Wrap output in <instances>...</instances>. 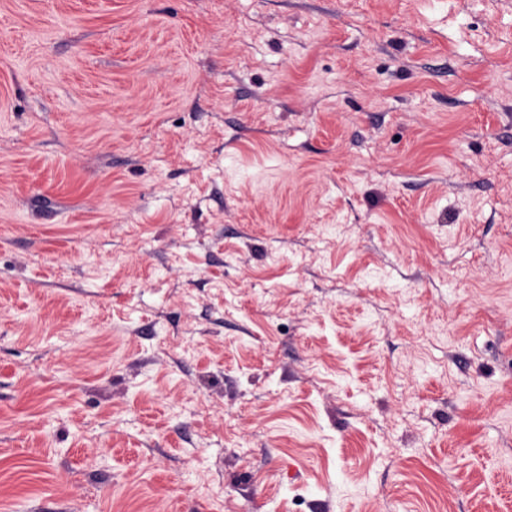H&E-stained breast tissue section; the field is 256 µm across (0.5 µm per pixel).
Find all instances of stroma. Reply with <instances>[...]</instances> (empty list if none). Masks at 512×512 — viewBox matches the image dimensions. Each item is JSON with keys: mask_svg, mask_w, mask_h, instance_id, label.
Instances as JSON below:
<instances>
[{"mask_svg": "<svg viewBox=\"0 0 512 512\" xmlns=\"http://www.w3.org/2000/svg\"><path fill=\"white\" fill-rule=\"evenodd\" d=\"M0 512H512V0H0Z\"/></svg>", "mask_w": 512, "mask_h": 512, "instance_id": "35a3bbf8", "label": "stroma"}]
</instances>
